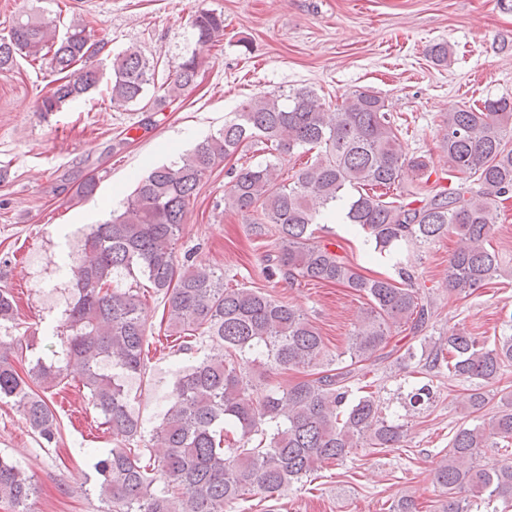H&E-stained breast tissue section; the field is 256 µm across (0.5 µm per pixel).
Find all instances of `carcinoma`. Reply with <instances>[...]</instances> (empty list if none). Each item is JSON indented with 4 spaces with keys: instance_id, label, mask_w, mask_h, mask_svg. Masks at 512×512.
<instances>
[{
    "instance_id": "cac0c4a2",
    "label": "carcinoma",
    "mask_w": 512,
    "mask_h": 512,
    "mask_svg": "<svg viewBox=\"0 0 512 512\" xmlns=\"http://www.w3.org/2000/svg\"><path fill=\"white\" fill-rule=\"evenodd\" d=\"M192 28L197 42L224 34V15L204 10ZM105 44L90 43L88 24L72 19L64 32L39 15L18 19L0 37V72L12 70L17 57L50 59L57 78L41 97L39 112L95 87L100 71L89 64ZM201 60L182 59L160 85L176 97L195 83ZM156 64L138 50L112 58L110 101L137 104L155 82ZM399 126L385 100L363 89L334 112L307 88L252 98L224 128L168 166L140 179L112 218L92 225L82 256L73 265L74 301L57 335L59 361L42 359L26 371L16 361L32 347L17 336L0 342V400L12 403L21 418L47 444L60 434L46 393L76 376L116 447L93 465L101 512H227L244 495L274 496L284 486L310 477L316 469L344 461L361 445L397 448L404 425L380 416L371 395L349 399L360 381L356 365L388 360L391 328L422 332L432 311L414 288L387 278L367 277L316 235V220L334 215L361 227L385 251L397 243H430L450 232L459 245L448 261V292L470 296L500 272L490 244V218L498 202L512 198V102L486 100L448 113L442 143L448 187L427 182L402 191L392 201L386 191L399 182L403 168L426 176L430 160L406 157L399 148ZM262 146L266 154L315 152L311 163L288 175L272 161L228 170L224 203L256 215L252 234L277 235L278 247L265 256V277L292 286L303 282L335 284L365 294L370 307L350 337V363L313 373L286 390L270 384L271 369L318 365L324 340L303 310L260 288H232L224 271L178 261L174 245L190 201L215 167L240 151ZM143 277L163 294L167 332L206 336L218 349L180 371L154 439L160 454L136 448L140 422L128 406L124 379L142 373L149 314L139 292L123 288ZM16 303L0 289V326L14 323ZM512 365V334L488 344L457 329L428 353V367L448 369V378L469 382L466 408L479 414L488 405L486 388ZM432 398L422 384L406 396L404 408L418 414ZM240 432L235 448L228 433ZM512 445V393L489 418L461 424L434 468L446 498L441 512H470L469 495L487 503L512 504V464L486 468L480 449ZM37 487L17 463L0 456V500L15 512H28Z\"/></svg>"
}]
</instances>
